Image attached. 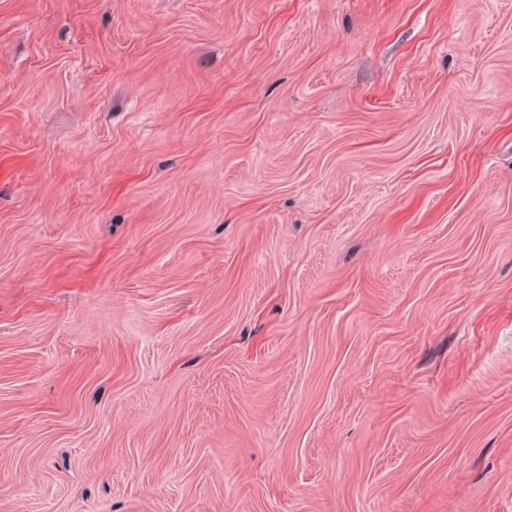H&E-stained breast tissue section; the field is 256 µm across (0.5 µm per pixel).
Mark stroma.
<instances>
[{"mask_svg":"<svg viewBox=\"0 0 512 512\" xmlns=\"http://www.w3.org/2000/svg\"><path fill=\"white\" fill-rule=\"evenodd\" d=\"M0 512H512V0H0Z\"/></svg>","mask_w":512,"mask_h":512,"instance_id":"35a3bbf8","label":"stroma"}]
</instances>
